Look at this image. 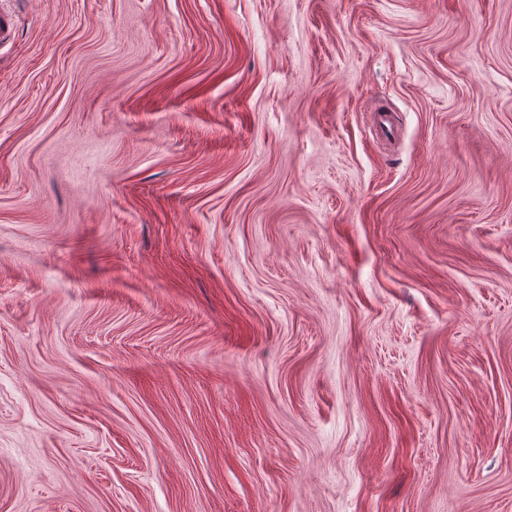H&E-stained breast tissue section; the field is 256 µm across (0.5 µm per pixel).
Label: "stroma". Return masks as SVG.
Masks as SVG:
<instances>
[{
  "mask_svg": "<svg viewBox=\"0 0 512 512\" xmlns=\"http://www.w3.org/2000/svg\"><path fill=\"white\" fill-rule=\"evenodd\" d=\"M0 512H512V0H0Z\"/></svg>",
  "mask_w": 512,
  "mask_h": 512,
  "instance_id": "1",
  "label": "stroma"
}]
</instances>
